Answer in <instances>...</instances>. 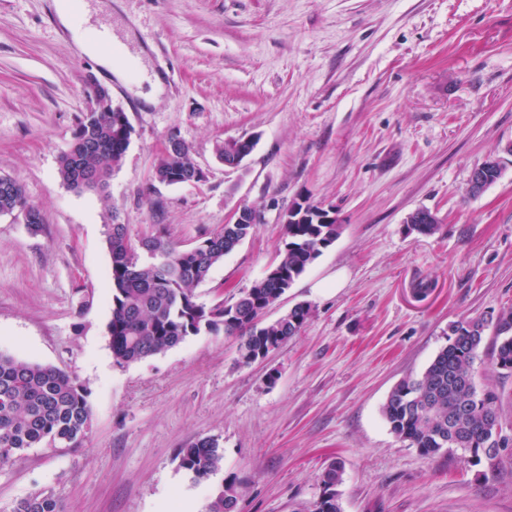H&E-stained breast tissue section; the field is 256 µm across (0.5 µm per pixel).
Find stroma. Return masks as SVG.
Listing matches in <instances>:
<instances>
[{
    "label": "stroma",
    "instance_id": "35a3bbf8",
    "mask_svg": "<svg viewBox=\"0 0 512 512\" xmlns=\"http://www.w3.org/2000/svg\"><path fill=\"white\" fill-rule=\"evenodd\" d=\"M70 2L90 10L72 31L58 0H0V174L44 217L34 233L0 216V353L76 377L91 422L79 447L31 448L0 468V512L38 491L65 512H205L230 478L237 512H308L334 461L342 512H512L511 457H425L381 414L450 324L512 307V0ZM102 23L129 30L160 75L154 103L78 48L75 32ZM96 84L133 126L105 199L58 174ZM172 135L206 179L151 192ZM237 138L255 147L230 169L215 145ZM491 155L501 179L470 195L472 169ZM300 195L333 208L342 230L265 314L310 304L298 336L249 365L234 338L211 334L115 364L110 220L135 238L164 228L186 249L236 207H262L196 290L229 305L276 263L279 214ZM419 208L442 217L439 232L405 234ZM474 368L512 421V376L486 348ZM202 437L224 465L197 484L177 453Z\"/></svg>",
    "mask_w": 512,
    "mask_h": 512
}]
</instances>
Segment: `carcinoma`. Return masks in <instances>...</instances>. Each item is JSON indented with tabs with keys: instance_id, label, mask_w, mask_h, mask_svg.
I'll list each match as a JSON object with an SVG mask.
<instances>
[{
	"instance_id": "1",
	"label": "carcinoma",
	"mask_w": 512,
	"mask_h": 512,
	"mask_svg": "<svg viewBox=\"0 0 512 512\" xmlns=\"http://www.w3.org/2000/svg\"><path fill=\"white\" fill-rule=\"evenodd\" d=\"M132 131L125 112L84 113L68 150L60 156L62 182L73 189L107 194ZM167 144L155 168L156 179L169 186L193 180L196 162L190 146L177 136L169 137ZM16 210L27 211L32 217L29 228L40 230L41 212L28 202L17 179L0 187V213ZM254 228L253 224H226L186 251L160 230L137 243L132 241L129 225H106L112 285L108 335L115 363L123 366L164 353L201 333L234 337L241 360L296 336L309 318V308L298 304L273 322L263 321L264 314L336 241L342 225H285L276 267L286 276L261 277L230 305L199 301L195 288ZM142 252L163 253L168 261H143ZM485 323V318L476 317L452 324L448 343L424 372L399 381L382 406L391 433L423 456L459 451L461 462L478 465L486 449L512 448V438L498 440L491 432L490 422L502 418L498 394L481 390L476 383L473 364L485 344ZM491 354L499 369L512 374V308L496 316ZM90 420L89 393L76 378L56 367L0 354V467L29 448L81 444ZM177 458L179 466L199 484L222 470L224 451L217 440L205 437L180 449ZM342 479L341 463L332 462L320 475L326 496L315 501L310 512H341L330 488ZM238 495L236 480L221 484L207 512H225L226 506L237 504ZM13 512H63V506L53 494L40 491L18 501Z\"/></svg>"
}]
</instances>
